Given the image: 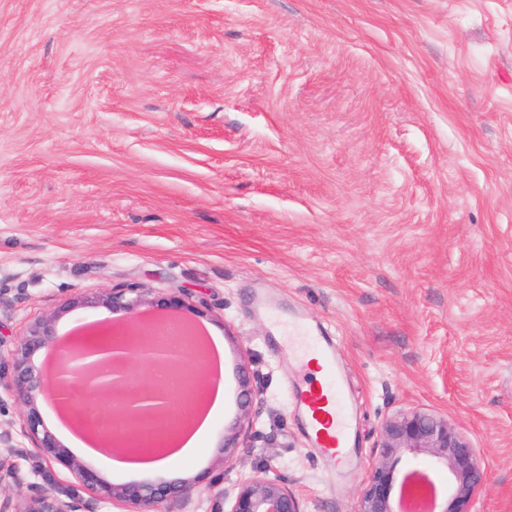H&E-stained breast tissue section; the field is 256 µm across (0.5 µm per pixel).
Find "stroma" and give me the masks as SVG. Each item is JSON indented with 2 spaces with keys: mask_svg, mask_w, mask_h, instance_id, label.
Masks as SVG:
<instances>
[{
  "mask_svg": "<svg viewBox=\"0 0 512 512\" xmlns=\"http://www.w3.org/2000/svg\"><path fill=\"white\" fill-rule=\"evenodd\" d=\"M137 285L224 341V412L304 512H358L380 427L447 415L512 512V0H0V370L27 324ZM326 327L360 457L327 475L269 343ZM30 481H73L44 456Z\"/></svg>",
  "mask_w": 512,
  "mask_h": 512,
  "instance_id": "stroma-1",
  "label": "stroma"
}]
</instances>
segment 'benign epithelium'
<instances>
[{"mask_svg":"<svg viewBox=\"0 0 512 512\" xmlns=\"http://www.w3.org/2000/svg\"><path fill=\"white\" fill-rule=\"evenodd\" d=\"M87 307H105L128 315V321L113 330L119 340L91 344L82 337L57 336L56 323L67 307L42 314L29 324L26 334L12 353V390L23 409L20 416L21 434L29 446L15 452L26 455L36 450L73 477L75 484L93 495L94 499L118 503L124 512H161V506L170 500L185 508H192L194 493L202 477L185 475L168 481L115 483L105 479L96 470L74 456L47 427L40 411V402L72 394L73 384L94 395V404L103 405L119 415V429L109 434L112 446L136 450L141 423L148 419H167L171 406L163 403L165 387L148 378L134 390L128 383V368L132 357L150 350L143 341V323L177 321L183 328L181 357L169 359L168 370L175 379L192 387L209 381L201 371L191 376L184 374V365L190 359L204 357L206 348L195 335L189 311L202 310L180 294L160 298L143 288L129 286L100 292L82 301ZM68 342L70 354L61 362L56 377L36 365L35 354L50 344ZM243 431L241 421L222 430L215 466L230 468V461L239 448ZM381 451L374 461L369 479L364 486L359 512H402L401 500L407 481L421 478L433 485L430 512H472L473 500L486 484L487 472L467 438L448 422V417L424 411L401 412L387 418L381 427ZM406 454H423L429 458V469L447 474L448 486L435 485L430 474L422 470L409 472L396 483V466ZM3 484L27 486L29 494L21 499L0 498V512H82L78 494L64 497L50 494L33 483L12 462L0 458V486ZM211 509L209 512H302L300 502L288 485L267 465L259 474L241 478L224 486V475L211 480L207 486Z\"/></svg>","mask_w":512,"mask_h":512,"instance_id":"1","label":"benign epithelium"}]
</instances>
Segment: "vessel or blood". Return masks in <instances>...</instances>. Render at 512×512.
I'll return each mask as SVG.
<instances>
[{"label": "vessel or blood", "mask_w": 512, "mask_h": 512, "mask_svg": "<svg viewBox=\"0 0 512 512\" xmlns=\"http://www.w3.org/2000/svg\"><path fill=\"white\" fill-rule=\"evenodd\" d=\"M288 353L307 377L291 388L292 407L309 443L319 448L332 471L355 461L357 401L336 358V344L318 327L297 317L288 323Z\"/></svg>", "instance_id": "b4317fda"}]
</instances>
